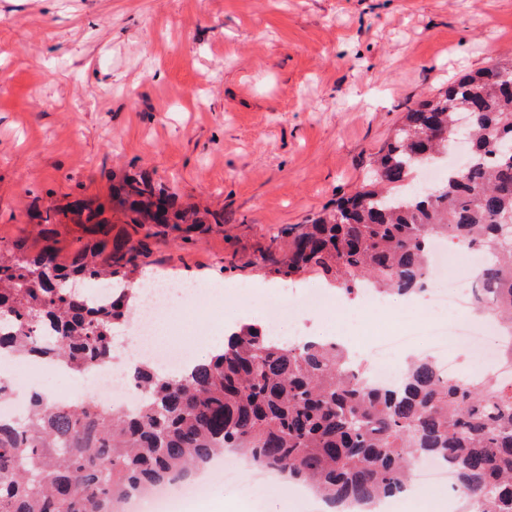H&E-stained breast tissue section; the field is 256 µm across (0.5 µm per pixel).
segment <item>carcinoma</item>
Wrapping results in <instances>:
<instances>
[{"label": "carcinoma", "mask_w": 512, "mask_h": 512, "mask_svg": "<svg viewBox=\"0 0 512 512\" xmlns=\"http://www.w3.org/2000/svg\"><path fill=\"white\" fill-rule=\"evenodd\" d=\"M469 118L472 158L429 190L411 187L420 166L448 160ZM512 64L494 61L403 113L374 154L361 189L303 224L273 234L263 259L283 276L322 275L354 297L367 285L403 297L424 291L428 250L443 238L489 260L475 276L512 332ZM128 223L163 234L201 224L178 196L143 174L112 187ZM102 239L68 266L49 246L30 252L0 240V351L59 362L83 374L112 362L111 338L132 320L131 296L100 302L83 284L128 282L150 254V234ZM131 414L90 401L30 398L21 418H0V512H117L134 495L170 483L226 448L313 486L332 504L371 503L408 484L414 464L452 465L479 512H512V380L440 374L430 358L406 364L398 384L371 389L336 346H288L261 320L232 327L209 359L182 373L145 366Z\"/></svg>", "instance_id": "carcinoma-1"}]
</instances>
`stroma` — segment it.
Listing matches in <instances>:
<instances>
[{
    "mask_svg": "<svg viewBox=\"0 0 512 512\" xmlns=\"http://www.w3.org/2000/svg\"><path fill=\"white\" fill-rule=\"evenodd\" d=\"M511 57L512 0H0V238L69 262L96 240L76 200L111 238H142L112 200L141 171L224 216L152 238L142 271L223 284L226 313L249 285L260 309L288 295L262 260L271 236L359 190L408 106ZM429 316L422 301L397 317L347 310L329 332L366 357ZM264 489L218 477L177 512H322Z\"/></svg>",
    "mask_w": 512,
    "mask_h": 512,
    "instance_id": "obj_1",
    "label": "stroma"
}]
</instances>
